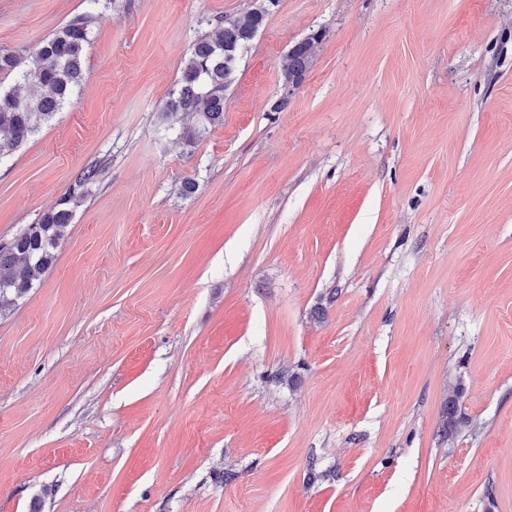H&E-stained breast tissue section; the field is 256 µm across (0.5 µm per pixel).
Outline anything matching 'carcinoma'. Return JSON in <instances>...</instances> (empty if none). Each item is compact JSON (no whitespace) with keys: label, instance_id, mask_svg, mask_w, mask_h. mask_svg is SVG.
I'll return each mask as SVG.
<instances>
[{"label":"carcinoma","instance_id":"obj_1","mask_svg":"<svg viewBox=\"0 0 512 512\" xmlns=\"http://www.w3.org/2000/svg\"><path fill=\"white\" fill-rule=\"evenodd\" d=\"M279 0H255L252 7L201 35L193 44L175 87L164 104V117L175 122L187 118L186 130L193 142L224 123V98L234 82L241 53L248 48ZM99 17L74 18L44 38L31 60L0 49V76H11L34 93L22 96L10 89L0 91V162L49 123L83 79L85 48ZM324 32L317 30L288 51L283 64L284 83L301 85L309 72ZM98 176L94 167L84 169L75 187L11 240L0 243V312L15 305L56 259V250L72 224L77 204L76 189ZM461 389L448 395L442 431L448 434L466 425L458 415Z\"/></svg>","mask_w":512,"mask_h":512}]
</instances>
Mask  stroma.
I'll use <instances>...</instances> for the list:
<instances>
[{"mask_svg":"<svg viewBox=\"0 0 512 512\" xmlns=\"http://www.w3.org/2000/svg\"><path fill=\"white\" fill-rule=\"evenodd\" d=\"M252 4L0 0L25 57L104 17L0 162L2 242L99 169L0 313V512H512V0H280L187 142L183 61ZM324 35L323 31L317 30L294 44L288 51L282 66L286 87L295 81L296 90L303 83L312 66L316 49L321 44ZM461 389L455 388L448 395L447 416L442 422V431L448 434L458 431L466 425V421L461 415H458V403L461 397Z\"/></svg>","mask_w":512,"mask_h":512,"instance_id":"35a3bbf8","label":"stroma"}]
</instances>
